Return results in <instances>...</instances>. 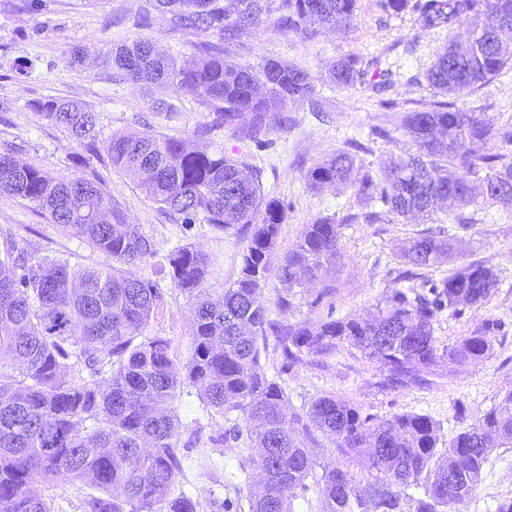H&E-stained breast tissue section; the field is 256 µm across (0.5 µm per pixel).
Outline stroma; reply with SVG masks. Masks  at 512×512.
I'll return each instance as SVG.
<instances>
[{"instance_id":"obj_1","label":"stroma","mask_w":512,"mask_h":512,"mask_svg":"<svg viewBox=\"0 0 512 512\" xmlns=\"http://www.w3.org/2000/svg\"><path fill=\"white\" fill-rule=\"evenodd\" d=\"M145 4L146 0H40L34 6L30 0H0V151H16L20 160L54 176L95 177L126 220L140 226L156 254L137 261L134 269L155 282L162 295L146 333L166 337L180 365L193 348V303L170 278L157 274V258L181 245L194 246L208 257L209 286L221 289L237 277L244 236L233 229L216 230L200 220L184 224L171 217L140 190L133 172L91 156L53 127L36 110L37 101L57 98L85 105L98 116L103 141L116 133L149 130L193 145L197 131L209 127L207 143L226 156L244 159L259 172L264 195L283 203L278 253L293 248L305 226L319 217L340 220V250L322 277L334 289L331 307L311 310L312 293L300 288L293 308L280 311L277 300L283 286L273 271L261 292V302L273 321L293 324L329 313L337 318L367 316L386 292L399 287L398 274L405 268L401 256L412 241L429 230L444 229L460 257L420 268V276L439 279L462 264L485 261L499 284L483 304L463 307L458 314L450 309L441 312L434 335L448 344L487 321H498L492 355L452 372L435 368L421 387L381 386L376 363L345 344L326 358L304 357L285 372L276 342L270 339L261 354V367L284 387L291 411H302L315 398L333 395L353 401L363 413L380 420L425 414L440 422L441 442L449 444L482 417L500 394L512 390V206L479 202L460 211L442 202L425 221L389 214L370 224L364 219L368 208L354 189L314 193L307 189L304 175L318 160L347 149L354 140L364 145L361 163L373 172L414 152L403 117L438 99L424 74L449 41L467 40L469 18L459 17L449 28L426 29L413 10L389 14L379 0H357L351 30L322 27L315 38L307 39L280 30L275 11L260 14L238 38L225 44V58L254 69L268 59L293 64L312 76L316 96L288 103L283 111L272 114L255 140L249 138L244 120L212 126V107L195 94L170 84L133 82L112 74L106 58L133 41L148 40L180 56L191 54L203 39L202 34L175 27L170 15L160 11L152 13L148 25L135 26L134 19ZM77 47L84 54L74 64L70 52ZM349 54L367 63L379 61L381 68L393 71L394 84L386 95H376L365 84L339 88L329 80L331 65ZM383 97L395 100V107L380 105ZM454 102L461 110L477 113L491 130L512 124V68H505L483 88L455 96ZM380 129L388 131V138L377 137ZM460 212L472 218L468 228L457 224ZM349 214L356 215V222L345 223ZM5 241L16 242L35 257L57 254L71 263L101 269L114 264L112 257L64 232L48 214L36 212L26 201L0 189V243ZM174 408L182 422L181 441L190 452L172 491L187 492L199 500L202 512H211L212 499L236 495L257 475L246 464L249 450L232 442L220 449L214 444L237 415L222 417L210 411L194 387L184 388ZM308 449L317 466L350 470L358 488H366L370 475L364 465L341 454L332 438L317 435ZM505 497H512V448L498 449L490 456L475 495L454 505L452 512H494L497 500Z\"/></svg>"}]
</instances>
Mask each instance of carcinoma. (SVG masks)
<instances>
[{
    "label": "carcinoma",
    "instance_id": "1",
    "mask_svg": "<svg viewBox=\"0 0 512 512\" xmlns=\"http://www.w3.org/2000/svg\"><path fill=\"white\" fill-rule=\"evenodd\" d=\"M356 0H279V28L311 35L308 23L345 31L354 21ZM184 29L208 33L188 56L176 57L150 42L137 41L112 56V65L134 81L175 84L214 108L213 124L233 125L250 116L251 127L271 112L316 91L300 68L268 59L257 70L224 59L221 43L238 35L265 10L262 0H155ZM424 28L451 26L472 18L467 42L453 41L426 72L448 96L493 82L512 53L501 35L512 31V0H415ZM356 55L339 58L330 80L348 88L371 83L377 93L393 86L391 73L376 82ZM35 108L56 128L96 158L135 171L141 190L185 224L201 219L236 229L247 244L238 277L217 291L207 285L208 259L190 246L163 256L161 271L194 300L191 355L178 369L170 343L144 334L161 301L156 284L129 265L155 256L140 227L129 224L94 179L54 177L33 163L0 152V187L29 202L63 230L121 263L102 270L73 265L64 257L32 261L15 243L0 246V512H54L40 486L53 482L96 490L81 500L82 512H199L200 503L171 488L182 475L181 421L174 402L184 388H200L215 413H240L239 422L218 442L249 441L259 448L252 466L261 480L247 485L249 512H294L315 477L306 446L315 433L334 437L336 447L364 457L372 476L357 487L350 472L325 469L319 477V512H448L472 496L490 455L512 447V391L441 448L440 425L423 414L379 421L354 403L321 396L305 414L288 415V395L260 368L259 340L272 332L282 370L303 356H328L346 343L378 364L384 384L425 383L423 374L440 362L448 367L484 358L499 329L488 322L454 343L437 344L434 322L447 308L485 302L498 286L483 262L462 265L441 279L394 288L385 306L365 318L332 314L297 324L266 319L258 294L271 268L284 288L278 308L293 306V289L310 287L333 265L339 249L338 224L320 218L305 226L294 248L273 264L285 208L262 193L259 174L222 151L191 149L181 139L145 131L114 134L99 146L98 117L73 101L48 98ZM404 128L418 148L380 174L357 177V152L350 143L313 164L307 189L354 187L370 205L400 216L430 213L440 199L466 208L475 204L472 179L483 181L484 199L512 204V157L489 141L512 144V128L492 132L473 112L450 100L432 101L406 113ZM453 248L440 233L415 239L406 264L428 266ZM86 369L89 377L73 373Z\"/></svg>",
    "mask_w": 512,
    "mask_h": 512
}]
</instances>
